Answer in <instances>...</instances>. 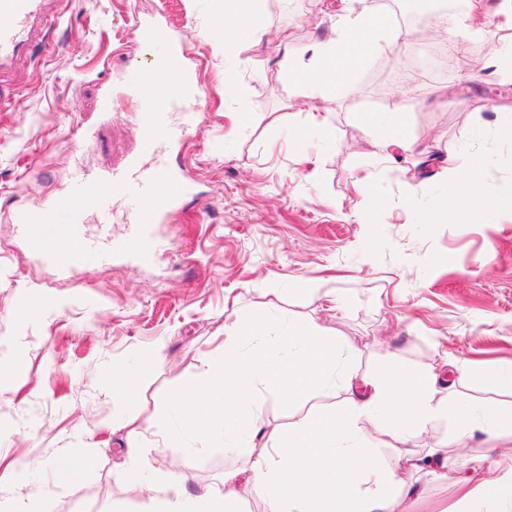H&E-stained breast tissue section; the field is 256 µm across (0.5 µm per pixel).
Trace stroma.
Returning <instances> with one entry per match:
<instances>
[{
    "instance_id": "1",
    "label": "stroma",
    "mask_w": 512,
    "mask_h": 512,
    "mask_svg": "<svg viewBox=\"0 0 512 512\" xmlns=\"http://www.w3.org/2000/svg\"><path fill=\"white\" fill-rule=\"evenodd\" d=\"M341 6L262 0L254 19L260 42L228 53L224 0H51L44 42L0 78L18 98L14 111L0 112V339L12 342L8 359L18 366L0 376V408L9 411L0 427V482L12 481L17 459L77 452L91 461L78 487L45 471L29 475L26 492L50 485L48 512H145L146 498L117 473L128 429L100 428L117 414L140 431L146 463L178 459L192 491L218 482L238 460L219 447L186 458L155 447L152 433L169 390L196 376L225 328L257 312L334 330L355 348L363 372L390 360L426 367L446 353L479 365L512 362V215L413 223L405 183L437 197L445 185L423 179L412 161H393L352 121L356 112L388 110L411 84L405 67H423L413 126L421 146L441 157L474 138L512 188V141L498 134L497 110L512 103V80L428 68L446 39L434 19V40L408 39L372 56L336 98L301 97L282 61L330 37ZM158 13L188 34L183 60L204 115L185 146L169 153L191 184L184 207L151 227L172 245L145 262L116 258L58 272L29 253L13 218L61 194L74 169L102 172L137 154L135 94L117 77L142 57L135 18ZM228 69L236 73L230 87ZM312 109L338 131L335 142L310 146L321 158L315 180L288 150L290 131ZM236 112L250 114V132L234 127ZM362 174L390 190L369 224L354 190ZM335 294L342 310L325 302ZM33 305L38 316H25ZM156 346L161 361L142 379L138 402L114 405L101 384L113 358ZM345 396L319 394L286 413L267 401L265 427L338 408ZM381 441L391 464L431 452L448 459L440 474L420 476L407 512H441L472 469L512 457V438L460 441L444 422L412 443L387 434Z\"/></svg>"
}]
</instances>
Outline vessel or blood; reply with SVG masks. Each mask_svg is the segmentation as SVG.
Returning <instances> with one entry per match:
<instances>
[{
  "label": "vessel or blood",
  "instance_id": "b4317fda",
  "mask_svg": "<svg viewBox=\"0 0 512 512\" xmlns=\"http://www.w3.org/2000/svg\"><path fill=\"white\" fill-rule=\"evenodd\" d=\"M47 0H0V71L36 38L45 20ZM145 62L133 65L124 82L139 98V153L123 167L102 175L81 171L71 178L66 194L45 206L17 214L14 224L28 251L59 269H93L123 256L149 260L165 241L156 239L151 225L178 210L189 194L183 173L170 162L166 150L185 141L201 117L187 98H200L180 54L181 34L159 21L136 25ZM176 70L178 79L155 87L151 74ZM126 207L125 230L112 233L116 204ZM97 224L89 233L88 221Z\"/></svg>",
  "mask_w": 512,
  "mask_h": 512
}]
</instances>
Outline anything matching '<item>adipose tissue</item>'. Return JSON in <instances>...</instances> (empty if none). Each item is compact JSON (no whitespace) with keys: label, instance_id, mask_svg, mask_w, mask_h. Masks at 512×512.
<instances>
[{"label":"adipose tissue","instance_id":"ef3b65f1","mask_svg":"<svg viewBox=\"0 0 512 512\" xmlns=\"http://www.w3.org/2000/svg\"><path fill=\"white\" fill-rule=\"evenodd\" d=\"M260 0H224L225 50L254 44L252 20ZM403 35L375 8L372 0L340 16L334 35L308 46V58L289 56L283 65L289 83L301 95L335 97L373 55L393 46ZM354 122L377 136L388 151L416 153L411 104H395L385 112H358ZM438 175L448 188L445 198L406 186L403 202L415 223H439L447 215L472 223L490 209L512 212V195L502 196L493 162L473 140L460 142L441 159ZM159 355L113 359L103 387L113 403L124 406L139 398V382ZM355 350L330 329L261 314L224 332L223 353L202 356L197 378L168 394L172 417L156 431L159 443L180 444L197 454L208 440L222 438L224 453L240 460L223 480L202 493H188L184 477H158L138 463V448L117 473L148 500V512H243L246 494L258 495L265 512H396L415 492L421 470L447 468L444 457L407 459L387 464L376 444L387 433L415 441L440 419H447L464 438L512 434V407L494 400L454 401L458 380L479 378L512 394V364L479 368L466 359L448 357L447 375L433 369L414 370L386 364L373 372L355 370ZM344 382L349 396L339 411L311 413L300 424L267 432L264 403L274 399L282 409ZM497 481L470 474L460 483L459 497L448 512H482L485 501H500L512 512V458L504 459ZM31 469L16 466V479L0 484V512H46L45 493L17 496Z\"/></svg>","mask_w":512,"mask_h":512}]
</instances>
